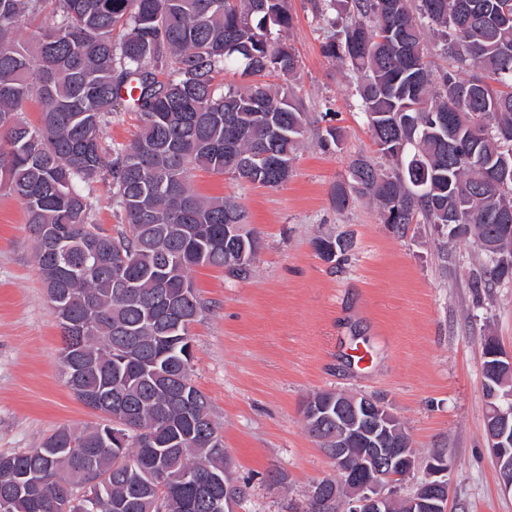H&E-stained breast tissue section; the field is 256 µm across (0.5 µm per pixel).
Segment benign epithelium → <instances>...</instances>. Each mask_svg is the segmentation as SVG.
Instances as JSON below:
<instances>
[{"label":"benign epithelium","mask_w":512,"mask_h":512,"mask_svg":"<svg viewBox=\"0 0 512 512\" xmlns=\"http://www.w3.org/2000/svg\"><path fill=\"white\" fill-rule=\"evenodd\" d=\"M501 265L512 267V232L502 228L493 245ZM488 415L500 429L488 432L490 453L503 480V488L512 491V388L486 398ZM303 419L315 424L324 419L336 420L328 457L335 476L325 477L312 485L308 503L321 512H390L397 499L395 480L422 472L416 491L404 498L405 512H448V486L451 464L447 453L427 459L419 456L410 440L396 426V417L378 400L364 395L336 396V412L306 399ZM238 488L224 472V502L213 504L216 512H237L241 498Z\"/></svg>","instance_id":"7a95c632"}]
</instances>
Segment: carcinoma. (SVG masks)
<instances>
[{
  "mask_svg": "<svg viewBox=\"0 0 512 512\" xmlns=\"http://www.w3.org/2000/svg\"><path fill=\"white\" fill-rule=\"evenodd\" d=\"M288 0H0V187L23 207L34 257L63 346L61 374L103 422L59 428L39 447L0 454V512H211L224 496V449L214 447L206 397L191 381L190 317L202 310L191 271L245 277L224 226L245 223L236 202L196 193L197 169L249 183L288 180L305 118L288 84L257 78L298 71L280 39ZM314 0L334 13L327 57L358 75L384 170L359 155L331 198L344 210L368 197L384 223L418 219L472 236L484 287L512 281L489 244L512 224V0ZM441 39L435 70L422 24ZM251 81L229 89L224 70ZM471 72L469 77L462 74ZM32 97L39 124L16 114ZM124 101L141 118L129 145L103 142ZM265 153L251 173L240 158ZM103 181L125 217L112 235L95 224ZM325 259L347 249L320 238ZM132 280L135 287L126 288ZM126 417L124 444L112 422ZM152 431L155 447L139 441ZM202 475L196 487L150 483L158 467Z\"/></svg>",
  "mask_w": 512,
  "mask_h": 512,
  "instance_id": "1",
  "label": "carcinoma"
}]
</instances>
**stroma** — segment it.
<instances>
[{
  "mask_svg": "<svg viewBox=\"0 0 512 512\" xmlns=\"http://www.w3.org/2000/svg\"><path fill=\"white\" fill-rule=\"evenodd\" d=\"M288 6L301 64L291 85L306 116L288 181L192 178L199 194L241 205L259 241L245 278L206 266L192 273L203 305L190 330L192 380L211 404L234 480L249 485L238 510L287 512L332 475L300 412L307 396L331 390L380 399L421 456L447 450L448 512H512L488 448L481 384L484 341L512 347V282L477 287L470 236L422 223L397 229L366 198L336 210L332 186L353 156L377 147L355 75L322 52L333 27L311 0ZM329 127L339 144L323 145ZM338 236L350 249L325 260L315 240ZM61 347L24 210L0 189V453L100 422L65 385Z\"/></svg>",
  "mask_w": 512,
  "mask_h": 512,
  "instance_id": "obj_1",
  "label": "stroma"
}]
</instances>
